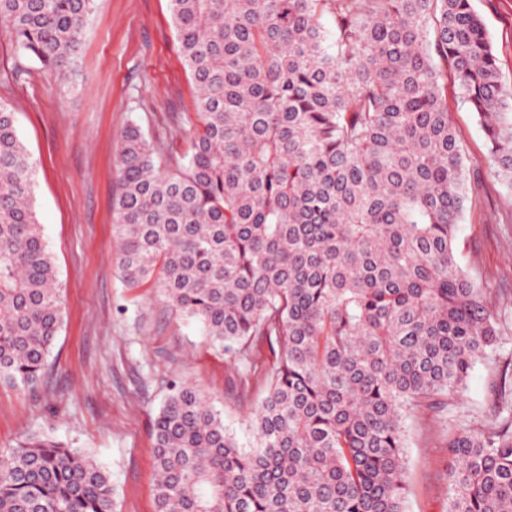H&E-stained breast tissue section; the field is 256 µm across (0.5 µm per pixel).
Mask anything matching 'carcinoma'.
Segmentation results:
<instances>
[{"label": "carcinoma", "instance_id": "1", "mask_svg": "<svg viewBox=\"0 0 512 512\" xmlns=\"http://www.w3.org/2000/svg\"><path fill=\"white\" fill-rule=\"evenodd\" d=\"M93 0H0L13 49L74 73ZM197 89L187 165L132 125L113 234L128 288L157 289L265 396L245 449L193 387L153 423L156 512H406L405 420L497 362L509 318L459 267L466 172L448 75L512 184V97L471 0H169ZM33 161L0 100V381L44 373L60 326ZM276 355L261 362V349ZM448 512H512V368L479 430L444 428ZM0 512H113L104 469L27 439Z\"/></svg>", "mask_w": 512, "mask_h": 512}]
</instances>
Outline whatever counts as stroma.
<instances>
[{
	"mask_svg": "<svg viewBox=\"0 0 512 512\" xmlns=\"http://www.w3.org/2000/svg\"><path fill=\"white\" fill-rule=\"evenodd\" d=\"M512 90V0H472ZM28 70L26 83L9 78ZM194 84L182 65L168 0H94L69 79L14 53L0 34V99L13 103L34 162L33 197L54 259L61 325L37 384L0 385V452L51 439L91 457L112 481L114 512H155L152 424L173 383L196 388L239 444L263 385L242 392L232 362L200 325L175 315L157 289L128 288L113 236L122 133L138 125L162 166L185 163ZM448 113L467 173L468 201L453 243L460 268L512 305V186L490 174L477 115L448 86ZM496 369L477 365L452 398L455 423L479 429ZM430 410L407 421V512H448L455 460Z\"/></svg>",
	"mask_w": 512,
	"mask_h": 512,
	"instance_id": "stroma-1",
	"label": "stroma"
}]
</instances>
